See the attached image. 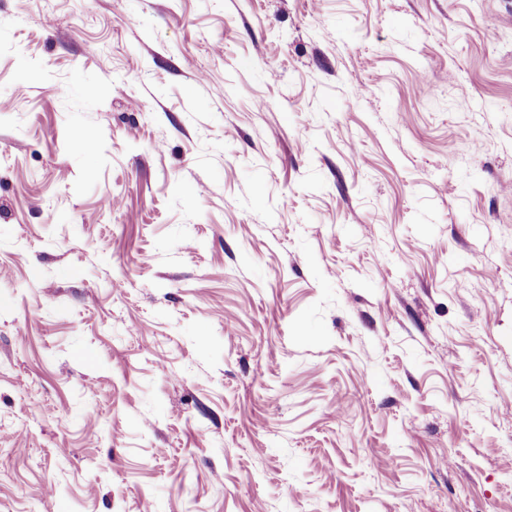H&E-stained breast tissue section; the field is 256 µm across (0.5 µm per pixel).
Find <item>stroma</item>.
I'll list each match as a JSON object with an SVG mask.
<instances>
[{"instance_id": "35a3bbf8", "label": "stroma", "mask_w": 512, "mask_h": 512, "mask_svg": "<svg viewBox=\"0 0 512 512\" xmlns=\"http://www.w3.org/2000/svg\"><path fill=\"white\" fill-rule=\"evenodd\" d=\"M0 512H512V0H0Z\"/></svg>"}]
</instances>
